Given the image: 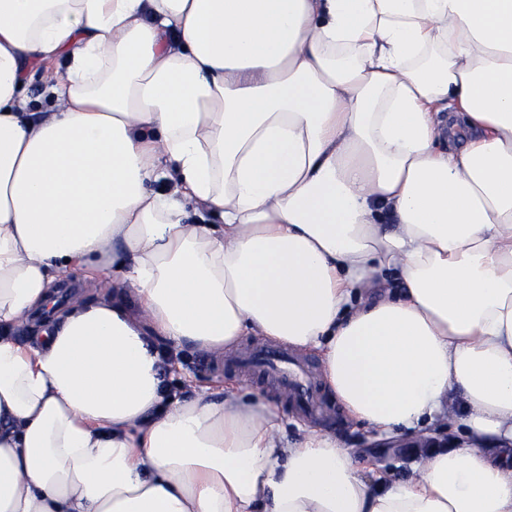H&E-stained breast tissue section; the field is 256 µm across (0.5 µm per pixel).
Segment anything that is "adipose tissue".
<instances>
[{
  "instance_id": "1",
  "label": "adipose tissue",
  "mask_w": 512,
  "mask_h": 512,
  "mask_svg": "<svg viewBox=\"0 0 512 512\" xmlns=\"http://www.w3.org/2000/svg\"><path fill=\"white\" fill-rule=\"evenodd\" d=\"M247 336L462 440L371 485L167 386L160 342ZM510 446L512 0H0V512H512ZM65 67V61L60 59L49 67L39 69L29 81L27 94L31 98L33 111L43 110L51 104L50 97L45 93V89L50 84V79L56 73L62 72Z\"/></svg>"
}]
</instances>
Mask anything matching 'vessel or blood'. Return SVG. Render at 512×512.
Masks as SVG:
<instances>
[{
  "instance_id": "b4317fda",
  "label": "vessel or blood",
  "mask_w": 512,
  "mask_h": 512,
  "mask_svg": "<svg viewBox=\"0 0 512 512\" xmlns=\"http://www.w3.org/2000/svg\"><path fill=\"white\" fill-rule=\"evenodd\" d=\"M244 365L289 389L303 412L310 413L315 410L316 386L298 360L289 358L276 349L261 348L247 357Z\"/></svg>"
}]
</instances>
